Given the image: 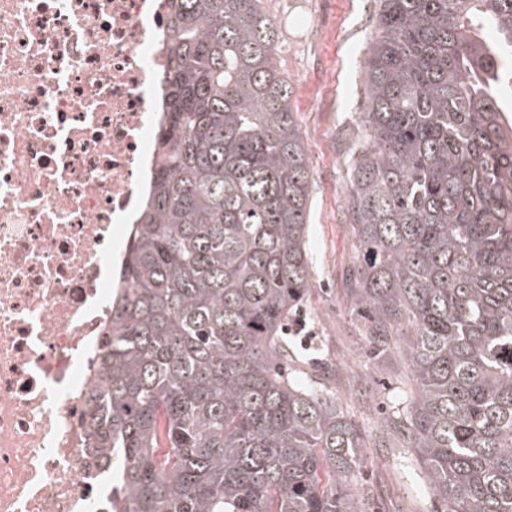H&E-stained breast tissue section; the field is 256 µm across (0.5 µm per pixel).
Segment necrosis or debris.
<instances>
[{
  "label": "necrosis or debris",
  "instance_id": "necrosis-or-debris-1",
  "mask_svg": "<svg viewBox=\"0 0 512 512\" xmlns=\"http://www.w3.org/2000/svg\"><path fill=\"white\" fill-rule=\"evenodd\" d=\"M160 0H0V512H107L87 397L156 167Z\"/></svg>",
  "mask_w": 512,
  "mask_h": 512
}]
</instances>
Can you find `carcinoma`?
Returning <instances> with one entry per match:
<instances>
[{"label":"carcinoma","mask_w":512,"mask_h":512,"mask_svg":"<svg viewBox=\"0 0 512 512\" xmlns=\"http://www.w3.org/2000/svg\"><path fill=\"white\" fill-rule=\"evenodd\" d=\"M159 172L89 398L112 512H358L362 437L290 378L312 175L267 0H164ZM347 301L407 365L388 421L438 512H512V0H377ZM495 33V41L484 30Z\"/></svg>","instance_id":"carcinoma-1"}]
</instances>
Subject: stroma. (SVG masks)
I'll return each mask as SVG.
<instances>
[{"instance_id":"35a3bbf8","label":"stroma","mask_w":512,"mask_h":512,"mask_svg":"<svg viewBox=\"0 0 512 512\" xmlns=\"http://www.w3.org/2000/svg\"><path fill=\"white\" fill-rule=\"evenodd\" d=\"M282 41L277 57L294 86L290 105L308 149L313 180L309 252L314 288L300 310L312 336L292 337L291 376L307 382L330 363L332 387L361 429L362 464L352 477L358 512H437L413 449L387 430L406 370L397 353L376 356L364 319L344 294L357 249L343 218L347 151L363 110L364 58L373 0H269Z\"/></svg>"}]
</instances>
